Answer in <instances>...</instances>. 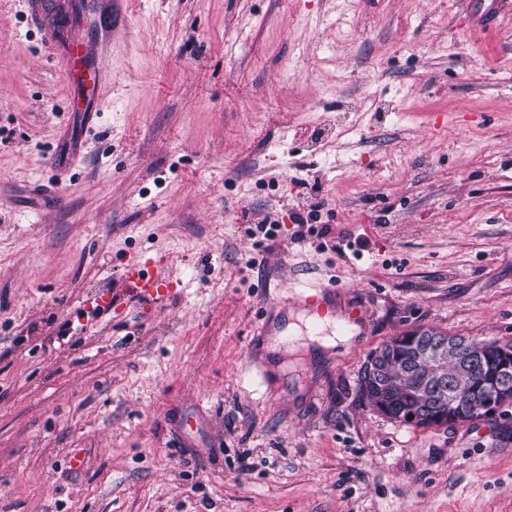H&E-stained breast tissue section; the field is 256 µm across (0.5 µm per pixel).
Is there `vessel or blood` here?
<instances>
[{
    "label": "vessel or blood",
    "mask_w": 512,
    "mask_h": 512,
    "mask_svg": "<svg viewBox=\"0 0 512 512\" xmlns=\"http://www.w3.org/2000/svg\"><path fill=\"white\" fill-rule=\"evenodd\" d=\"M30 21L41 27L47 44L67 61V87L70 109L74 112H93L105 89L109 75L103 59L112 51L109 32L103 23L125 15V0H71L69 37H61L57 27L48 19L58 7V0H24ZM512 20V0H490L482 5L480 0H469L468 13L462 22L467 26L495 27L504 20ZM122 291L98 288L87 294L84 305L90 312L112 307L122 296L151 301L168 299L174 293L172 282L151 270L148 263L133 261L121 274ZM299 307L311 313L310 330L320 334L326 316H333V329L340 334L353 333L357 323L351 313L336 311V289L332 286H310L295 291Z\"/></svg>",
    "instance_id": "1"
}]
</instances>
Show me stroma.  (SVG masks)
<instances>
[{
  "mask_svg": "<svg viewBox=\"0 0 512 512\" xmlns=\"http://www.w3.org/2000/svg\"><path fill=\"white\" fill-rule=\"evenodd\" d=\"M461 10L128 0L88 130L0 0V512H512V405L419 428L359 392L393 336L512 342V23ZM140 254L176 295L83 315ZM329 284L361 334L260 383L254 326Z\"/></svg>",
  "mask_w": 512,
  "mask_h": 512,
  "instance_id": "obj_1",
  "label": "stroma"
}]
</instances>
